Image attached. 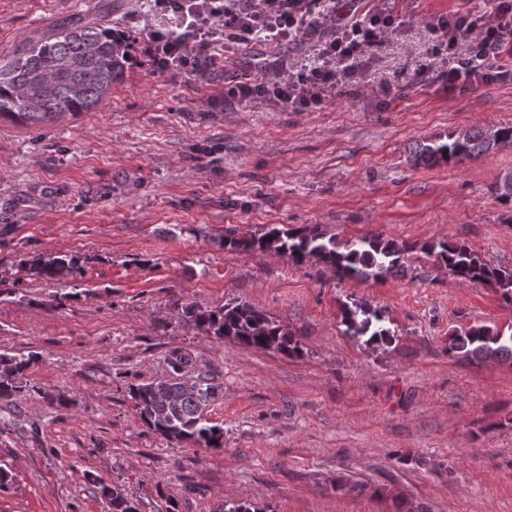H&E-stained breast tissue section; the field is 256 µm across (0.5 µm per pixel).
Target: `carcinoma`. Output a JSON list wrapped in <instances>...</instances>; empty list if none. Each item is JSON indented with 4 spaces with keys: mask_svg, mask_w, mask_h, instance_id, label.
Returning <instances> with one entry per match:
<instances>
[{
    "mask_svg": "<svg viewBox=\"0 0 512 512\" xmlns=\"http://www.w3.org/2000/svg\"><path fill=\"white\" fill-rule=\"evenodd\" d=\"M129 63L127 46L118 42L112 29L102 23H75L15 56L0 61V118L7 117L33 128L63 114L89 112L112 91ZM512 143V126L479 128L448 136V142L422 145L416 160L435 165L461 163L493 151L492 142ZM224 248L234 251L275 252L296 265L310 260L331 268L339 280L381 279L405 272V255L418 250L433 256L456 278L489 286L512 300V271L493 268L466 243L453 239L430 240L417 246L399 243L373 233L341 244L336 236L311 228H280L276 225L251 239L224 238ZM27 275L47 283L72 280L78 287L83 277L78 259L68 253L36 255L23 259ZM183 313L218 340H232L257 350H272L298 357L302 348L296 336L281 322L242 301L215 307L188 305ZM381 310L355 303L342 308L341 324L364 345L376 350L392 344L395 335L384 326ZM448 353L468 362L488 359L512 361V333L496 326L475 324L450 336ZM35 358L0 354V401H11L29 391L26 373ZM174 377L155 379L130 388L140 420L168 441L189 442L206 448L224 447L223 428L210 422L208 412L218 396L219 385L200 373L191 387L178 376L190 366L180 352L168 361ZM110 497L112 512H137L120 490L99 483Z\"/></svg>",
    "mask_w": 512,
    "mask_h": 512,
    "instance_id": "carcinoma-1",
    "label": "carcinoma"
}]
</instances>
